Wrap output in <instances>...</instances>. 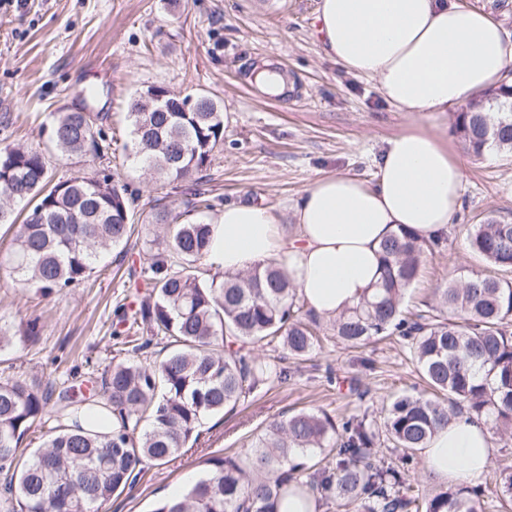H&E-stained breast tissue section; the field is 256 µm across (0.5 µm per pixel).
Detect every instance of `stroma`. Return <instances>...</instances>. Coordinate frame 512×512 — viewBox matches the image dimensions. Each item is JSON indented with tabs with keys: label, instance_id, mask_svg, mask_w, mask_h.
Masks as SVG:
<instances>
[{
	"label": "stroma",
	"instance_id": "obj_1",
	"mask_svg": "<svg viewBox=\"0 0 512 512\" xmlns=\"http://www.w3.org/2000/svg\"><path fill=\"white\" fill-rule=\"evenodd\" d=\"M316 7L317 0H182L175 10L167 0H23L2 7L0 145L42 150L58 178L102 168L101 159L62 156L48 142L54 117L79 104V86L87 82L100 88L92 109L107 116L112 162L139 191L136 211H149L163 197L180 210L202 191L215 204L208 218L227 203L246 201L286 222L322 176L374 181L387 140L413 122L462 148L453 113L397 111L374 80L326 57L315 34ZM263 60L287 75L293 85L287 97L266 94L249 81ZM150 86L180 96L207 94L227 113L224 144L203 180L155 182L126 158L128 110ZM465 161L461 207L439 247L427 254L405 307L437 305L449 280L481 269L469 248L475 224L512 222V153L469 154ZM135 235L134 250L107 251L86 282L60 291L23 285L0 268V326L16 331L35 319L41 327L38 338L0 354L1 376L78 382L109 362L115 307L137 300L130 272L147 267L152 255L151 226L137 224ZM400 394H430L406 344L393 338L354 350L325 334L311 360L288 365L286 381L205 419L196 445L149 466L133 490L114 495L99 512H150L157 499L191 483L208 457L239 453L271 420L307 410L336 420L363 414L378 423Z\"/></svg>",
	"mask_w": 512,
	"mask_h": 512
}]
</instances>
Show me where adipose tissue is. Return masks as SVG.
Returning <instances> with one entry per match:
<instances>
[{
	"mask_svg": "<svg viewBox=\"0 0 512 512\" xmlns=\"http://www.w3.org/2000/svg\"><path fill=\"white\" fill-rule=\"evenodd\" d=\"M316 32L325 55L374 79L401 112H450L498 88L512 69V33L458 0H319ZM464 163L437 134L412 125L387 140L374 182L348 174L315 180L292 227L257 205L228 203L212 225L209 263L238 273L275 261L312 311L335 316L377 279L381 242L404 226L434 240L461 206ZM494 453L485 423L456 415L424 450L433 476L477 480Z\"/></svg>",
	"mask_w": 512,
	"mask_h": 512,
	"instance_id": "ef3b65f1",
	"label": "adipose tissue"
}]
</instances>
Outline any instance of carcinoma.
<instances>
[{"label": "carcinoma", "mask_w": 512, "mask_h": 512, "mask_svg": "<svg viewBox=\"0 0 512 512\" xmlns=\"http://www.w3.org/2000/svg\"><path fill=\"white\" fill-rule=\"evenodd\" d=\"M150 86L131 105L132 154L152 179L175 183L206 171L224 143L222 106L206 94L166 96ZM193 100L184 112L181 104ZM468 152H512V88L469 100L454 113ZM100 113H58L50 138L64 154H100L107 134ZM33 204L17 223L12 206ZM133 190L114 173L53 181L44 155L0 146V224L13 229L8 268L24 284L62 290L88 279L101 254L128 244L135 229ZM147 223L161 229L147 269L150 299L117 306L111 360L100 380L47 388L38 379L0 378V512H95L133 487L149 465H163L198 438L208 417L229 412L258 387L285 376L288 357L307 360L319 322L299 287L275 262L222 281L199 275L210 225L166 207ZM434 245L400 227L380 246L379 278L363 299L331 322L336 339L362 348L396 335L440 399L395 397L384 409L385 435L396 460L378 455L379 429L366 416L341 423L305 410L268 422L249 448L212 456L202 476L152 512H280L291 499L302 512L334 501L346 512H485L480 485L450 486L422 497L405 466L434 434L466 412L512 441V224L475 225L469 246L487 268L448 282L441 305L449 315L404 312V296ZM146 327L151 337L129 333ZM165 345L148 365L138 353L152 338ZM282 346L269 358L265 348ZM44 445L19 449L36 429ZM501 507L512 505V465L498 468Z\"/></svg>", "instance_id": "carcinoma-1"}]
</instances>
